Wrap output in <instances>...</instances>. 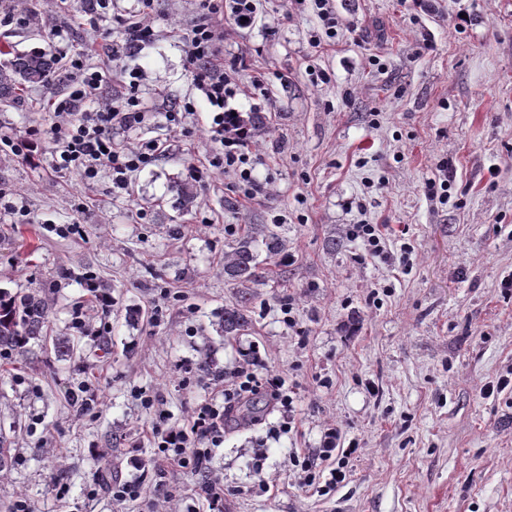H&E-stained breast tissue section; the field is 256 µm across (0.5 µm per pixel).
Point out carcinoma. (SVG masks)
<instances>
[{"instance_id":"obj_1","label":"carcinoma","mask_w":512,"mask_h":512,"mask_svg":"<svg viewBox=\"0 0 512 512\" xmlns=\"http://www.w3.org/2000/svg\"><path fill=\"white\" fill-rule=\"evenodd\" d=\"M0 103L16 104L29 85L47 83L57 73L56 62L41 53L15 54L8 44L0 45ZM267 255H279L287 241L266 224H254L246 236L229 244L224 252V281L244 288L240 300L224 308L222 328L226 336H241L252 326L251 294L247 289L265 283L266 272L259 257V247ZM48 320V304L36 292L7 296L0 293V350L25 356L32 340L43 338Z\"/></svg>"}]
</instances>
